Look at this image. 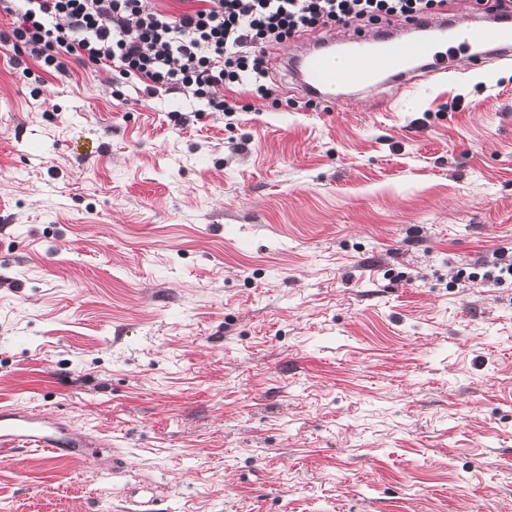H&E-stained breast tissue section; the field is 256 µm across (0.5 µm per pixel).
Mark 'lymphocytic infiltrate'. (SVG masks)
I'll list each match as a JSON object with an SVG mask.
<instances>
[{
    "instance_id": "1",
    "label": "lymphocytic infiltrate",
    "mask_w": 512,
    "mask_h": 512,
    "mask_svg": "<svg viewBox=\"0 0 512 512\" xmlns=\"http://www.w3.org/2000/svg\"><path fill=\"white\" fill-rule=\"evenodd\" d=\"M444 0H196L167 15L149 0H0L12 16L0 42L11 44L14 68L66 75L70 65L111 70L116 86L134 83L147 95L192 97L206 111L232 113L219 89L273 93L270 50L315 27L398 17L417 21Z\"/></svg>"
}]
</instances>
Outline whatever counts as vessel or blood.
I'll return each mask as SVG.
<instances>
[{
  "instance_id": "b4317fda",
  "label": "vessel or blood",
  "mask_w": 512,
  "mask_h": 512,
  "mask_svg": "<svg viewBox=\"0 0 512 512\" xmlns=\"http://www.w3.org/2000/svg\"><path fill=\"white\" fill-rule=\"evenodd\" d=\"M411 37L372 38L355 34L345 42H327L286 64L304 92L327 107L352 104L357 95L394 82L402 92L430 79L453 83L461 77L455 57L464 53L475 65H512V23L503 12L485 14L466 24L427 19L413 24ZM93 443L37 410H0V452L21 449L47 459L90 458Z\"/></svg>"
}]
</instances>
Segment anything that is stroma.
Returning a JSON list of instances; mask_svg holds the SVG:
<instances>
[{
    "label": "stroma",
    "mask_w": 512,
    "mask_h": 512,
    "mask_svg": "<svg viewBox=\"0 0 512 512\" xmlns=\"http://www.w3.org/2000/svg\"><path fill=\"white\" fill-rule=\"evenodd\" d=\"M13 55L0 408L99 447L0 512H512V66L227 116Z\"/></svg>",
    "instance_id": "stroma-1"
}]
</instances>
